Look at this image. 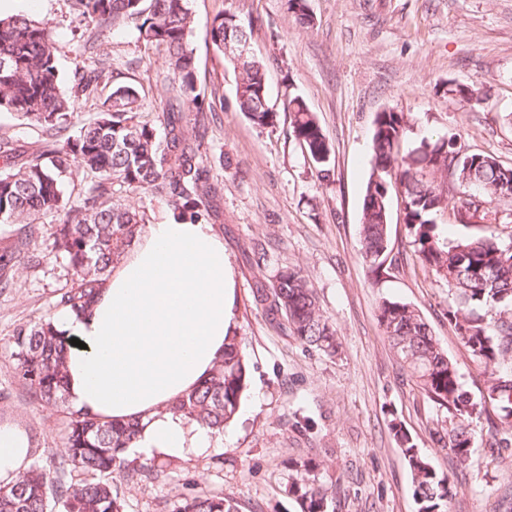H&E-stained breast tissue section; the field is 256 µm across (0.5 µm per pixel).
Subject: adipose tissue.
Wrapping results in <instances>:
<instances>
[{
  "instance_id": "obj_1",
  "label": "adipose tissue",
  "mask_w": 512,
  "mask_h": 512,
  "mask_svg": "<svg viewBox=\"0 0 512 512\" xmlns=\"http://www.w3.org/2000/svg\"><path fill=\"white\" fill-rule=\"evenodd\" d=\"M235 281L224 238L203 220L148 225L81 313L51 318L66 344V402L103 422L132 423L134 451L200 454L213 433L171 411L208 377L235 333ZM29 439L0 425V485L27 463Z\"/></svg>"
}]
</instances>
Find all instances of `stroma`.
I'll return each instance as SVG.
<instances>
[{
	"label": "stroma",
	"mask_w": 512,
	"mask_h": 512,
	"mask_svg": "<svg viewBox=\"0 0 512 512\" xmlns=\"http://www.w3.org/2000/svg\"><path fill=\"white\" fill-rule=\"evenodd\" d=\"M313 21L299 27L285 0H192L198 89L211 110L203 149L218 187L209 222L224 238L235 273V319L249 369L239 412L216 448L186 459L161 455L125 461L113 480L124 512H172L180 497L232 494L240 512H298L287 490L295 459L319 464L334 512H418L396 430L406 432L454 489L453 512H512V456L492 453L491 424H472L466 468L438 448L433 433L448 418L410 380L377 319L381 300L412 304L459 371L472 396L488 375L447 317V283L417 262L398 205L390 207L395 266L373 275L360 254L359 224L376 113L402 112L415 133H454L470 150L512 165V0H308ZM251 27L262 60L274 128L253 127L236 107L238 74L206 41L220 12ZM47 23L57 48L62 88L74 123L92 122L118 84L139 88L143 115L160 111L161 50L131 27L80 22L71 0H0V15ZM104 70L92 96L75 79ZM482 83L485 103L446 94L448 82ZM300 94L329 139L332 176L291 136L286 101ZM58 219L38 221L39 264H21L0 288V396L5 419L24 427L41 465L63 449L66 413L34 400L19 379L9 340L17 328L53 316L61 290L74 284L53 251ZM294 269L314 289L335 324L339 348L329 356L270 324L255 302L259 283ZM151 477L136 475L142 465Z\"/></svg>",
	"instance_id": "stroma-1"
}]
</instances>
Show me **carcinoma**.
<instances>
[{"label":"carcinoma","mask_w":512,"mask_h":512,"mask_svg":"<svg viewBox=\"0 0 512 512\" xmlns=\"http://www.w3.org/2000/svg\"><path fill=\"white\" fill-rule=\"evenodd\" d=\"M82 21L98 27L133 25L137 38L160 47L168 75L162 111L154 120L138 116L139 90L129 84L112 88L110 104L97 119L73 130L70 102L59 79L56 48L45 24L14 15L0 17V112H12L40 128L45 139L21 156L12 142L0 140V224L16 227L14 250L0 255V288L9 271L38 262L32 249L40 216L59 217L53 250L66 261L75 287L59 293L56 306L79 313L120 254L131 245L143 218L113 201L123 191L143 188L163 199L181 219L209 215L215 188L204 164L205 116L197 93L198 67L190 37L191 0H71ZM287 10L311 24L307 0H286ZM207 40L239 71L236 104L255 127H275L277 112L268 100L263 64L256 57L240 62V42L250 30L235 15L213 17ZM448 92L485 100L482 84H448ZM291 135L330 176L332 145L299 95L288 97ZM412 130L402 112L376 114L371 166L365 185L359 234L361 255L376 272L389 258L390 191L402 196L409 227L424 268L448 284L452 303L448 323L471 355L491 370L480 397L463 390L455 365L440 348L413 306L383 300L378 322L402 368L436 404L447 409L449 426L438 432L439 447L464 465L472 453L470 422L489 410L498 412L501 430L492 449L512 451V166L490 154L470 153L454 135H423L400 154ZM94 182L79 200L64 194L60 177L71 168ZM452 211L466 232L448 238L438 218ZM507 232L503 240L485 229ZM255 301L272 320L284 318L294 338L325 354L336 353V329L321 312L312 288L295 270L279 272ZM16 370L32 397L46 405L65 403L64 344L51 322L21 327L12 336ZM248 383V368L237 337L224 344V359L211 377L176 401L172 409L202 427L220 431L237 413ZM64 451L46 469L32 461L10 486H0V512H123L124 501L112 480L123 467V454L134 436L129 425L102 423L86 413L66 411ZM396 435L408 462L419 512H450L453 490L402 430ZM288 492L300 512H329L328 489L319 484L310 459L290 462ZM91 478L74 488L66 475ZM173 512H239L229 494L186 495Z\"/></svg>","instance_id":"carcinoma-1"}]
</instances>
